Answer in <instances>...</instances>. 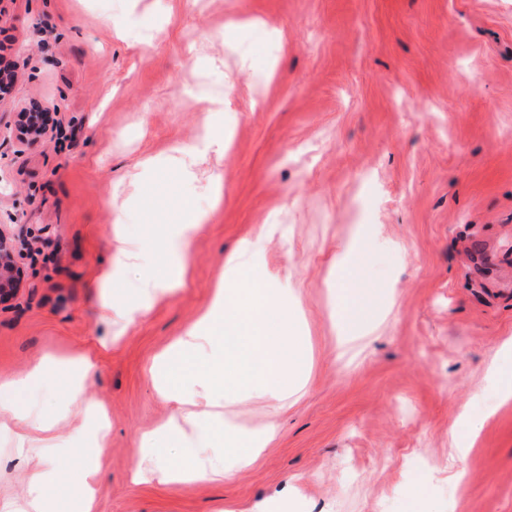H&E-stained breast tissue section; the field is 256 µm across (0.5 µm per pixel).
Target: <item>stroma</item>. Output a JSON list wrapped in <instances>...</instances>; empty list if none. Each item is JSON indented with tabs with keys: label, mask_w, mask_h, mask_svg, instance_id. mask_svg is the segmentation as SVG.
Listing matches in <instances>:
<instances>
[{
	"label": "stroma",
	"mask_w": 512,
	"mask_h": 512,
	"mask_svg": "<svg viewBox=\"0 0 512 512\" xmlns=\"http://www.w3.org/2000/svg\"><path fill=\"white\" fill-rule=\"evenodd\" d=\"M0 53V224L49 239L0 305V376L118 335L85 384L112 421L98 512H264L293 487L299 512H512V402L490 376L512 365V0H0ZM32 101L59 124L35 146L10 127ZM219 125L223 153L170 163ZM191 211L210 219L185 288L99 322L88 283L115 218L138 239ZM268 224L254 260L296 305L305 390L230 408L239 429L277 426L253 465L224 457L232 479L134 484L136 438L171 411L154 355ZM356 239L380 315L342 356L330 285ZM167 263L147 249L116 294ZM463 418L479 429L455 478Z\"/></svg>",
	"instance_id": "35a3bbf8"
}]
</instances>
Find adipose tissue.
Wrapping results in <instances>:
<instances>
[{
  "label": "adipose tissue",
  "mask_w": 512,
  "mask_h": 512,
  "mask_svg": "<svg viewBox=\"0 0 512 512\" xmlns=\"http://www.w3.org/2000/svg\"><path fill=\"white\" fill-rule=\"evenodd\" d=\"M207 221V215L194 214L164 234L168 270L164 276L145 278L138 285L136 305L116 307L112 288L118 271L109 264L97 268L91 284L98 293L102 320L111 321L117 314L126 324H135L144 312L181 290L186 284L185 262ZM254 246V241H243L228 261L230 268H247V276L216 287L207 309L155 356L148 376L156 397L171 405L172 411L163 424L139 438L133 482L195 484L211 480L219 471L210 461L220 448L236 454L240 466H250L275 439L277 428L270 423L261 431L242 435L226 425L225 409L236 403L243 391L279 405L289 393L304 388L301 339L293 333L296 310L284 288L261 266L251 263ZM348 257L333 282V308L341 330L337 344L343 351L379 312L372 290L360 280L361 253L352 249ZM109 349L108 341H89L68 359L79 375L62 405L64 410H77L93 420V445L89 448L68 447L58 432L59 416L36 413L26 401L31 385L57 367L59 358L47 355L25 374L0 377V434L11 437L18 459L36 456L41 460L39 470L28 480L24 498L7 495L0 499L5 512H60L51 490L64 470L72 484L71 512H94L102 450L108 445L112 427L104 404L87 397L85 381L95 360ZM172 446L181 451L176 467L165 457L166 448Z\"/></svg>",
  "instance_id": "adipose-tissue-1"
}]
</instances>
